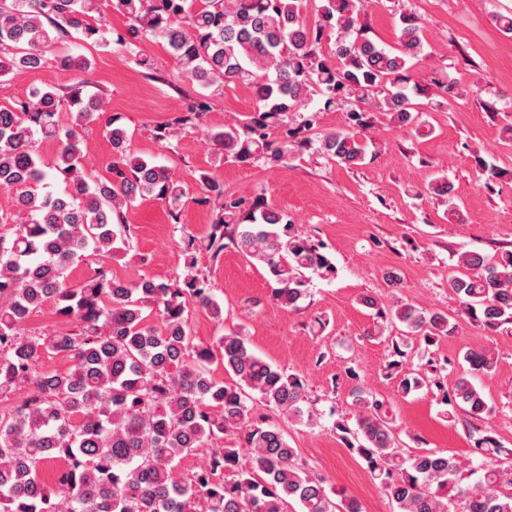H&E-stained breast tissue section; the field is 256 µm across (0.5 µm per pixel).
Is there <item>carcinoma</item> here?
<instances>
[{
    "label": "carcinoma",
    "mask_w": 512,
    "mask_h": 512,
    "mask_svg": "<svg viewBox=\"0 0 512 512\" xmlns=\"http://www.w3.org/2000/svg\"><path fill=\"white\" fill-rule=\"evenodd\" d=\"M305 0H112L127 21L126 33L108 39L92 17L99 0H0V76L43 67L64 36L93 47L114 42L147 65L146 40L161 43L183 81L218 92L229 83L249 86L257 105L245 118L207 136L224 147V158L271 167L292 153L315 154L346 166L367 157L369 113L411 126L425 88L411 72L424 55L418 17H401L396 46L363 36L354 0H321L309 21ZM336 31L327 54L322 40ZM62 69L91 67L84 55L59 54ZM320 95L313 103V95ZM212 95L187 100L184 111L153 128L169 151L183 131H200ZM342 109L346 127L308 135L319 112ZM102 102L76 84L65 93L35 88L13 105H0V390L22 388L26 397L0 413V512H361L352 498L329 495L324 482L296 462L284 431L259 422L249 401L258 399L293 422L316 423L303 379L253 353L242 336L228 332L211 344L194 342L189 307L224 323V307L198 256L218 255L229 240L261 261L276 283L274 301L296 308L312 278L336 267L325 246L300 232L288 213L264 197L251 200L224 193V185L200 176L198 203L212 206L205 237L180 239L184 273L167 282H135L112 275L108 261L129 255L131 229L125 211L134 201L164 202L178 224L187 192L168 168L131 151L130 135L114 114L104 131L112 142L109 175L86 172L84 131L100 121ZM53 139V163L37 143ZM63 182L59 192L55 182ZM94 255L98 267L80 284L67 270ZM464 273L448 279L459 315L492 333L512 327V250L496 257L466 251ZM51 302L57 314L75 321L66 334L26 336L30 315ZM373 335L396 327L393 355L401 359L416 343L435 344L448 335V317L397 301L382 306L371 296ZM71 366L47 371L44 357ZM465 375L444 401L473 418L490 408L470 378L492 369L487 349L464 355ZM219 362L237 381L214 380ZM355 427L336 424L349 450L380 481L393 512H512V493L498 490L512 477L493 466L503 446L491 434L478 438L474 454L483 471L463 487L460 463L435 451L407 456L383 402L361 386L353 388ZM239 432V448H213L207 466L176 475L179 461L216 434ZM252 466H240L241 451ZM60 465L56 481L41 476Z\"/></svg>",
    "instance_id": "cac0c4a2"
}]
</instances>
